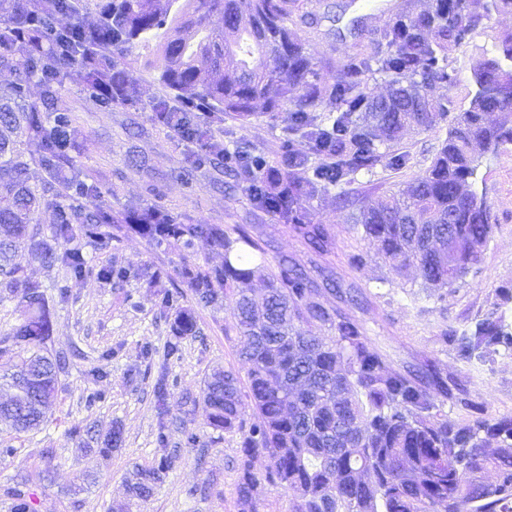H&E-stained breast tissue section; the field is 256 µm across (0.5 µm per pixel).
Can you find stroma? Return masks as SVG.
<instances>
[{"mask_svg": "<svg viewBox=\"0 0 512 512\" xmlns=\"http://www.w3.org/2000/svg\"><path fill=\"white\" fill-rule=\"evenodd\" d=\"M433 0H292L294 14L314 17L311 25H297L295 33L313 61L327 71L354 51H371L372 31L387 27L396 13L423 9ZM512 34V14H494L449 54L456 76L450 86L434 89L447 98L451 115L465 111L476 91L473 68ZM142 105L103 109L79 85L70 83L57 106L81 131L82 149L75 159L82 179L95 183L103 201L119 215L158 206L178 224H218L230 231L242 226L252 236L271 242L276 250L303 266L314 280L331 276L345 288L358 290L362 302L348 311L364 327L372 343L395 366L435 362L456 383L460 393L485 405L494 416L512 415V352L493 361L462 360L442 341L448 328L472 329L491 307L498 290H512V144L483 159L476 190L483 194L497 218L479 266L454 287L425 290L395 275L352 222L344 199L375 203L398 192L421 175L446 137V127L410 130L402 139L384 145L386 154L371 170L347 176L325 193L307 200L314 223L324 227L331 246L315 253L292 225L279 223L270 211L255 207L239 186L202 162L191 180L181 168L198 145L155 124L149 106L163 96L154 73L134 69ZM209 126L215 146L236 149L250 143L251 155L266 166L278 165L291 150L307 151L302 138L288 136L283 121L256 115L242 123L221 114L199 113ZM402 157V166L391 157ZM138 165H131V158ZM85 258L82 274L67 267L29 262L26 274L42 285L52 312L51 352L69 359L61 376L63 388L41 430L17 434L0 426V512H11L5 488L27 490L35 512H112L127 500L126 476L133 466L153 462L158 432H165L175 458L167 478L135 512H243L236 494L240 435L213 430L203 413L187 414L186 397H198L208 375L233 368L246 377L247 366L238 353L233 320L227 308L197 304L182 286L179 271L186 262L224 263L223 254L206 241L174 251L132 231L113 238L101 250L80 240ZM160 275L164 286L144 288L145 276ZM173 297H166V290ZM194 309L196 335L181 339L179 350L168 354L171 317L176 308ZM166 374L168 394L157 402L153 386ZM102 392L92 402L91 392ZM90 427L91 435L69 438L74 424ZM120 425L123 443L112 453L96 444L112 425ZM198 434L188 443L186 429Z\"/></svg>", "mask_w": 512, "mask_h": 512, "instance_id": "obj_1", "label": "stroma"}]
</instances>
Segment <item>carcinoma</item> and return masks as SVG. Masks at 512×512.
<instances>
[{
	"label": "carcinoma",
	"mask_w": 512,
	"mask_h": 512,
	"mask_svg": "<svg viewBox=\"0 0 512 512\" xmlns=\"http://www.w3.org/2000/svg\"><path fill=\"white\" fill-rule=\"evenodd\" d=\"M289 0H97V20H84L85 0H0V70L12 80L0 92V299L20 297L22 321L0 338V360L8 370L0 381L13 389L0 403V425L17 433L41 429L59 391L66 357L45 347L52 334L51 313L40 285L28 278L24 260L61 264L81 272V255L69 244L80 235L107 248L112 236L99 232L114 223L97 203L99 188L79 179L70 152L80 132L55 108L66 84L89 90L102 107L138 109V80L125 59L144 51V65L156 73L167 95L150 105L154 119L204 148L210 130L195 113L223 114L249 121L256 108L287 122L286 131L312 143L324 155L336 149V164L308 171L307 160L283 157L274 176L288 194L274 196L263 170L201 154L242 179L254 204L283 224H297L316 252L329 238L311 223L302 201L339 184L350 172L382 161L379 146L397 142L410 128L430 130L448 120V100L431 90L449 86L448 52L489 14L511 13L512 0H434L431 7L398 13L376 33L375 52L353 54L327 74L307 55L288 27ZM218 15L224 27H210ZM69 23L63 25L61 18ZM388 78L389 92L374 96L366 77ZM477 90L454 117L431 165L400 196L376 206L360 205L354 223L373 242L376 256L398 276L422 288L452 287L479 265L495 218L475 183L482 159L512 143V34L499 53L473 72ZM40 88L30 99V86ZM119 85L122 93L112 94ZM336 105L332 124L316 123L324 105ZM24 144L38 147L26 157ZM45 177L32 181L31 167ZM53 212V235L37 223L41 208ZM158 209L130 215L128 228L177 249L205 239L224 252V266L186 264L182 278L198 303L222 306L230 300L233 328L249 364L248 397L260 423L246 427L240 378L229 368L205 380L201 407L215 430L242 434L237 495L251 506L267 482L290 492L292 512H512V416L488 417L476 402L460 399L474 413L451 424L441 413L453 397L448 376L426 361L395 369L349 313L320 300V286L301 265L278 260V271L244 260L248 247L264 256L271 244L243 231L233 237L215 224L164 223ZM259 279L265 293L251 295ZM501 296L474 329L450 328L441 340L458 356L490 360L512 351V331L498 315ZM326 329L331 338L320 335ZM176 339L194 336L197 323L187 309L171 322ZM165 425H159L154 463L138 468L128 483L131 506L148 499L172 466ZM268 459L265 473L254 459ZM492 466L495 477L481 473ZM12 512H33L29 494L6 491Z\"/></svg>",
	"instance_id": "1"
}]
</instances>
